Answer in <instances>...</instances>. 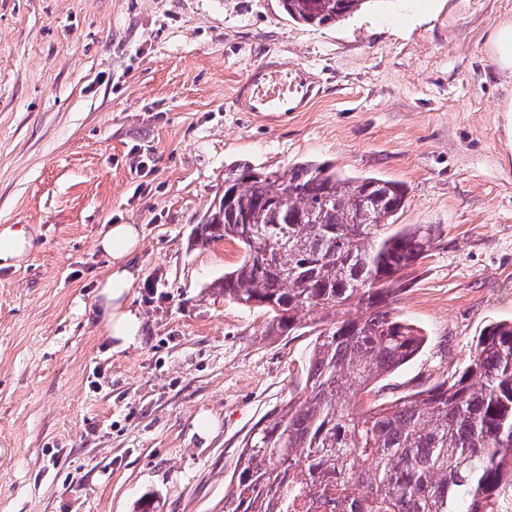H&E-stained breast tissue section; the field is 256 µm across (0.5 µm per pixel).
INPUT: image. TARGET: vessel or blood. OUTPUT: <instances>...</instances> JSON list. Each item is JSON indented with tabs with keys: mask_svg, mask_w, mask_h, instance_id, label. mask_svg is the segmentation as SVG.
I'll list each match as a JSON object with an SVG mask.
<instances>
[{
	"mask_svg": "<svg viewBox=\"0 0 512 512\" xmlns=\"http://www.w3.org/2000/svg\"><path fill=\"white\" fill-rule=\"evenodd\" d=\"M318 94L312 70L268 59L249 69L236 87L234 101L237 111L283 118L306 110Z\"/></svg>",
	"mask_w": 512,
	"mask_h": 512,
	"instance_id": "vessel-or-blood-1",
	"label": "vessel or blood"
}]
</instances>
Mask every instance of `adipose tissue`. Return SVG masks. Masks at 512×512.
<instances>
[{
    "label": "adipose tissue",
    "instance_id": "obj_1",
    "mask_svg": "<svg viewBox=\"0 0 512 512\" xmlns=\"http://www.w3.org/2000/svg\"><path fill=\"white\" fill-rule=\"evenodd\" d=\"M141 239L139 225L113 224L98 241L100 250L112 261L109 275L98 285L97 297L102 307V326L116 351L136 345L141 339L142 319L128 301L139 273L134 258Z\"/></svg>",
    "mask_w": 512,
    "mask_h": 512
}]
</instances>
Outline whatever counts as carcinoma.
Wrapping results in <instances>:
<instances>
[{"label": "carcinoma", "mask_w": 512, "mask_h": 512, "mask_svg": "<svg viewBox=\"0 0 512 512\" xmlns=\"http://www.w3.org/2000/svg\"><path fill=\"white\" fill-rule=\"evenodd\" d=\"M374 0H281L298 24L334 25ZM407 188L349 177L329 163L224 173L194 242L233 240L242 261L210 287L268 314V336L310 330L305 382L241 441L224 512H288L302 484L366 512H508L512 499V321L480 331L452 378L363 405L425 336L397 313L433 228L397 224ZM353 307L354 318H336Z\"/></svg>", "instance_id": "carcinoma-1"}]
</instances>
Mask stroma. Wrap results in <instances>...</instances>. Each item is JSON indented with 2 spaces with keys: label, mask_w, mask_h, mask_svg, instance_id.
<instances>
[{
  "label": "stroma",
  "mask_w": 512,
  "mask_h": 512,
  "mask_svg": "<svg viewBox=\"0 0 512 512\" xmlns=\"http://www.w3.org/2000/svg\"><path fill=\"white\" fill-rule=\"evenodd\" d=\"M510 24L512 0H376L329 27L280 0H0V227L37 242L0 268V512H224L242 437L309 343L213 288L237 242L191 243L239 162L404 183L398 223L439 235L396 303L426 342L375 398L461 369L512 320V77L492 44ZM270 57L319 76L308 111H236ZM111 224L144 227L143 336L122 352L96 300Z\"/></svg>",
  "instance_id": "obj_1"
}]
</instances>
